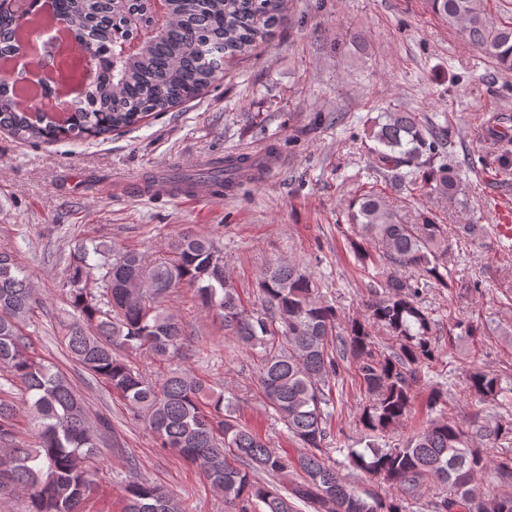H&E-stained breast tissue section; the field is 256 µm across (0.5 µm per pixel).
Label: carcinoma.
<instances>
[{
  "instance_id": "carcinoma-1",
  "label": "carcinoma",
  "mask_w": 512,
  "mask_h": 512,
  "mask_svg": "<svg viewBox=\"0 0 512 512\" xmlns=\"http://www.w3.org/2000/svg\"><path fill=\"white\" fill-rule=\"evenodd\" d=\"M113 0H57L75 40L97 52L99 74L86 90V106L59 124L35 122L15 98L17 74L0 82V130L30 144L99 138L128 130L147 117L168 112L200 95L212 70L266 43L288 11V0H167L163 27L134 55L113 60ZM488 0H425L427 10L505 71L512 70V25L496 24ZM22 21L0 10V58L19 48ZM370 138L376 171L409 195L454 199L460 169L445 160L448 131L415 112H383ZM263 156L224 157L203 175L211 186L235 192L242 178L261 180ZM348 223L368 241L353 242L363 266L384 278L385 292L365 304L359 317L342 320L324 301L311 273L295 262H272L257 278L260 309L246 312L224 274V255L212 239L189 230L167 244V257L150 260L134 250L96 245L77 249L66 269V295L73 320L61 343L68 357L104 382L132 416L144 420L159 447L195 465L234 506L235 512H407L423 483L442 486L432 512H512V454L492 464L486 448L512 443V424L476 421L469 426L433 418L405 445L380 443L411 413L422 368L438 358L437 320L423 305L431 288L459 287L448 267V228L422 214L401 215L371 187L348 203ZM99 276H94V273ZM97 288H88L90 279ZM196 287L201 302L219 310L224 328L245 348L263 353L257 383L274 416L308 449L291 457L269 448L236 416L224 393L175 366L160 378L149 365H134L120 347L153 362L172 363L182 353L185 325L164 301L177 288ZM40 304L29 277L8 252H0V369L19 381L20 401L0 397V497L28 496V512H84L94 491L89 464L110 420H91L84 399L52 362L35 352L24 332ZM392 340L379 350L375 333ZM356 365L366 398L359 424L368 435L363 448L348 449L350 465L395 487V496L360 495L330 464L326 443L335 405L331 383L345 359ZM465 386L480 404L503 405L508 387L480 370L465 373ZM36 428L21 438L20 422ZM494 465L500 489H476L478 475ZM123 512H185L171 490L143 477L125 486Z\"/></svg>"
}]
</instances>
